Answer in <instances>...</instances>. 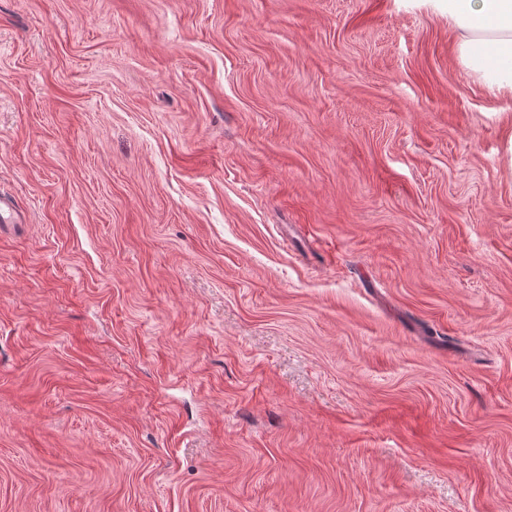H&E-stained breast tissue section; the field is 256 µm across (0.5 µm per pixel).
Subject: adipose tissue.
Wrapping results in <instances>:
<instances>
[{
	"label": "adipose tissue",
	"mask_w": 512,
	"mask_h": 512,
	"mask_svg": "<svg viewBox=\"0 0 512 512\" xmlns=\"http://www.w3.org/2000/svg\"><path fill=\"white\" fill-rule=\"evenodd\" d=\"M458 57L493 94L512 98V0H441Z\"/></svg>",
	"instance_id": "1"
}]
</instances>
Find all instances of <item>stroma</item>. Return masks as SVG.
<instances>
[{"instance_id": "stroma-1", "label": "stroma", "mask_w": 512, "mask_h": 512, "mask_svg": "<svg viewBox=\"0 0 512 512\" xmlns=\"http://www.w3.org/2000/svg\"><path fill=\"white\" fill-rule=\"evenodd\" d=\"M511 134L436 0H0V512H512ZM26 215L20 205L9 195L0 193V223L23 224Z\"/></svg>"}]
</instances>
